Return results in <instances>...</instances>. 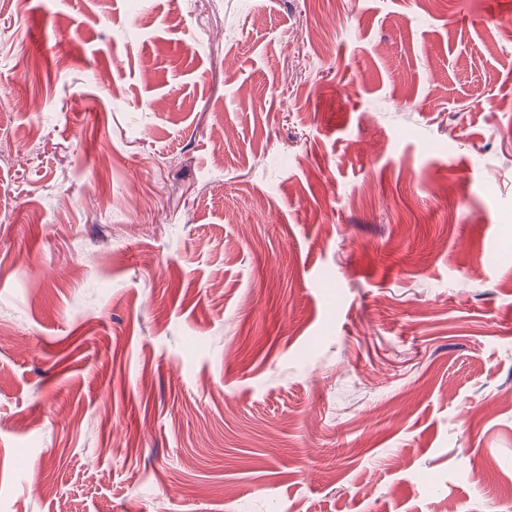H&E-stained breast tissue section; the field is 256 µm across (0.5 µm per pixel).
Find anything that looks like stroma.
<instances>
[{
	"mask_svg": "<svg viewBox=\"0 0 512 512\" xmlns=\"http://www.w3.org/2000/svg\"><path fill=\"white\" fill-rule=\"evenodd\" d=\"M511 504L512 0H0V512Z\"/></svg>",
	"mask_w": 512,
	"mask_h": 512,
	"instance_id": "1",
	"label": "stroma"
}]
</instances>
